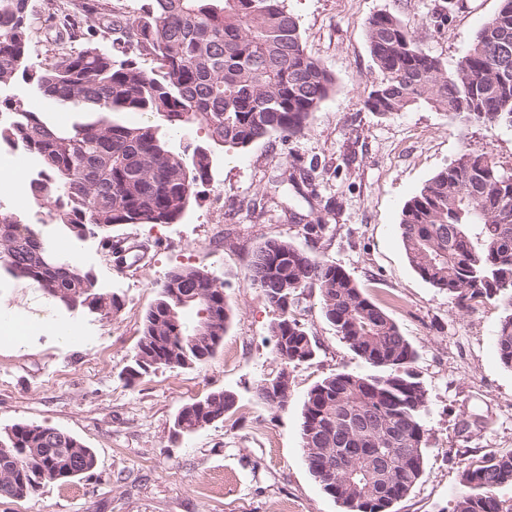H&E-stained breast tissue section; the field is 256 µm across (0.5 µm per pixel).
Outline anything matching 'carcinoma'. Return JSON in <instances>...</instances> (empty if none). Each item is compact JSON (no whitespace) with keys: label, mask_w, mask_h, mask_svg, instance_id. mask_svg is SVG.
Returning <instances> with one entry per match:
<instances>
[{"label":"carcinoma","mask_w":512,"mask_h":512,"mask_svg":"<svg viewBox=\"0 0 512 512\" xmlns=\"http://www.w3.org/2000/svg\"><path fill=\"white\" fill-rule=\"evenodd\" d=\"M43 26L30 0H0V88L19 80L58 107L71 108L70 127L18 100H0V144L21 147L42 169L27 189L57 224L82 242L115 224H175L212 176L210 146L244 150L273 134L296 140L335 80L305 49L286 0H144L137 12H116L112 0H84ZM55 33L56 50L37 62L33 36ZM381 81L365 106L380 115L425 104L465 126L512 128V0L477 32L453 70L415 42L394 14L366 23ZM153 56L162 76L147 75L137 58ZM148 114L130 123L124 116ZM205 131L209 144L174 147L166 132ZM283 180L316 195L315 167L290 164ZM400 235L410 265L432 287L468 311L501 298L509 312L496 344L512 368V168L487 150L464 148L403 206ZM0 268L37 282L69 309L110 314L115 296L97 287L77 253H59L36 224L0 209ZM250 285L279 311L271 325L275 407H288V368L315 356L311 337L293 307L308 289L319 292L325 319L371 371H341L316 383L303 404L301 437L310 474L342 512H392L424 474L430 432L428 393L412 370L416 351L397 323L342 267L289 240L271 239L248 264ZM196 317L187 329L185 318ZM233 314L224 283L205 269L174 267L145 311L129 364L128 382L155 366L187 368L211 357ZM213 320L207 334L201 323ZM237 403L216 390L185 405L174 433L189 436L224 419ZM348 471L323 477L336 458ZM96 467V456L57 428L14 424L0 432V498L22 499L50 483H65ZM512 484V449L490 451L462 474L452 512H512L495 489Z\"/></svg>","instance_id":"cac0c4a2"}]
</instances>
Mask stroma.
I'll return each instance as SVG.
<instances>
[{
    "instance_id": "1",
    "label": "stroma",
    "mask_w": 512,
    "mask_h": 512,
    "mask_svg": "<svg viewBox=\"0 0 512 512\" xmlns=\"http://www.w3.org/2000/svg\"><path fill=\"white\" fill-rule=\"evenodd\" d=\"M448 0H287L307 52L335 78V89L313 113L304 136H278L243 151L215 148L209 183L199 186L174 224L116 225L113 240L137 246L142 261L117 263L99 238H88L79 260L99 288L116 294L109 315L55 305L30 280L0 272V311L40 318L44 332L17 347L0 338V429L42 424L80 439L95 469L34 496L1 500L0 512H341L311 476L301 439L309 389L341 371L362 373L356 357L324 318L318 293L300 296L296 315L316 342L312 361L290 370L291 395L281 410L258 400L259 381L275 372L270 327L278 313L247 279L253 252L266 240H290L341 265L396 321L418 354L415 369L429 397L431 431L425 472L394 512H452L461 478L492 450L512 449V369L495 344L500 302L458 311L445 291L410 266L399 231L406 201L457 158L463 147L493 151L512 168V128L460 132L447 112L420 105L379 115L365 100L382 75L370 53L366 23L396 14L426 52L454 66L500 0H459L444 25L432 14ZM316 165V196L278 179L290 164ZM0 208L43 224L33 202L0 181ZM330 227L305 238L316 217ZM65 244L67 233L43 224ZM212 272L224 284L234 318L222 345L202 364L160 367L128 385L124 368L141 334L157 285L173 267ZM76 339L57 344L56 325ZM217 389L235 393L224 420L174 437L177 412ZM478 412L483 422L463 431Z\"/></svg>"
}]
</instances>
